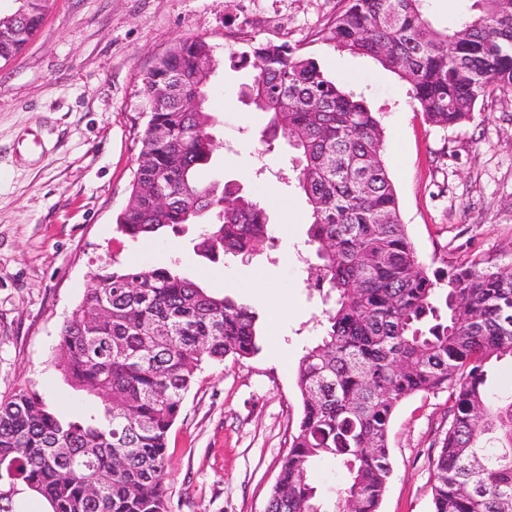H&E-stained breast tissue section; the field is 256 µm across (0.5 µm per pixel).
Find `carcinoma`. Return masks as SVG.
<instances>
[{
    "instance_id": "cac0c4a2",
    "label": "carcinoma",
    "mask_w": 512,
    "mask_h": 512,
    "mask_svg": "<svg viewBox=\"0 0 512 512\" xmlns=\"http://www.w3.org/2000/svg\"><path fill=\"white\" fill-rule=\"evenodd\" d=\"M426 2L344 0L317 38L375 59L408 85L429 123L456 127L474 118L478 102L512 90V0H473L444 30L432 26ZM48 3L25 0L23 13L0 15L15 28L0 39V62L34 35ZM200 56L220 63L207 41L180 40L144 78L149 120L131 184L136 202L115 225L137 240L200 224L194 249L218 263L255 254L271 225L240 184L200 177L216 151L217 121L206 108H180L188 86L207 92L210 74L193 68ZM227 62L252 69L241 94L269 116L261 153L281 137L294 152L320 260L311 287L329 305L321 342L299 361L302 414L266 512H379L395 410L443 389L451 394L434 463V512H512V396L489 386L491 362L512 359V268L474 259L429 271L401 221L381 116L316 59L265 41L230 50ZM149 182L168 193L167 209L141 194ZM258 320L249 304L175 266L112 260L92 274L59 331L57 367L74 389L102 399V413L60 418L29 390L1 399L0 480L26 485L52 512H171L169 430L203 362L258 353ZM487 434L498 447L486 446ZM322 459L347 476L331 506L309 482Z\"/></svg>"
}]
</instances>
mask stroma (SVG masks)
<instances>
[{
    "instance_id": "obj_1",
    "label": "stroma",
    "mask_w": 512,
    "mask_h": 512,
    "mask_svg": "<svg viewBox=\"0 0 512 512\" xmlns=\"http://www.w3.org/2000/svg\"><path fill=\"white\" fill-rule=\"evenodd\" d=\"M337 8L338 0H50L36 34L0 64V398L30 389L59 415L98 414L101 400L73 390L56 366L58 331L91 273L114 260L178 265L259 313V353L203 363L168 433L171 512H265L302 412L298 363L324 317L309 286L316 257L291 155L283 144L259 155L266 115L241 100L250 69L221 67L210 83L208 109L221 125L207 176L261 202L270 241L249 263L209 264L193 250L199 225L151 240L117 233L148 121L143 79L177 40L204 39L220 56L271 40L317 57L381 113L401 219L430 270L476 256L512 264V92L479 102L467 123L433 126L407 84L373 58L316 41ZM449 395L419 394L397 408L379 512H432Z\"/></svg>"
}]
</instances>
